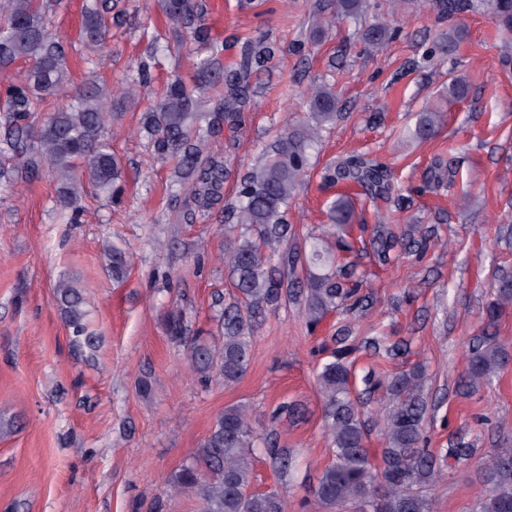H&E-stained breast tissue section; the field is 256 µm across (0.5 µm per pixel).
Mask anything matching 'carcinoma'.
Returning <instances> with one entry per match:
<instances>
[{"label": "carcinoma", "mask_w": 512, "mask_h": 512, "mask_svg": "<svg viewBox=\"0 0 512 512\" xmlns=\"http://www.w3.org/2000/svg\"><path fill=\"white\" fill-rule=\"evenodd\" d=\"M368 0H336V14L316 20L313 33H322L335 24L340 14L354 20L366 11ZM413 8L428 7L440 16L483 7L508 35L512 34V0H401ZM163 12L173 23H192L196 0H163ZM110 0H86L80 35L90 49L99 50L110 29ZM209 55L199 62L194 85L181 79L171 81L163 97L145 113L143 129L153 141L159 158L180 157L179 178H190L203 188L201 198L208 204L213 191L224 182V161L204 155L206 138L224 123L241 120L242 74L256 65L263 66L270 50L249 49L241 70H224L223 45L211 41L199 27L194 31ZM395 35L388 23L376 21L361 32L362 42L378 50ZM462 33L450 29L439 36L437 49L452 51ZM67 42L52 31L44 0H0V69L17 61L27 63L25 71L0 90V114L5 122L0 136V156L17 159L12 167L0 166V181L28 179L46 165L57 173V205L71 213V223L79 219L78 203L86 188L116 200L123 190L121 160L114 154L109 135L112 113L107 88L95 80L70 95L66 62ZM205 87L228 88L229 99L219 95L210 112L196 111L197 90ZM62 98V104L47 111L49 101ZM307 118L281 134L263 162L252 167L238 191L233 207L235 223L224 225V250L215 260L224 265L237 294L224 305L220 316L219 339L186 335L182 312L169 315L171 341L186 346L193 370L207 384L228 386L246 374L251 355L252 314L261 306H276L295 300L300 303L306 323L315 328L335 310L364 306L365 298L352 280L353 262L338 264L337 251L329 240L345 228L352 216L351 197L339 194L327 204L330 224L322 236L312 237L308 250L288 248L286 220L288 204L300 187L309 167L310 151L318 142L323 127L336 121L338 99L324 82L308 88ZM442 124L441 110L422 109L414 128L415 140L431 138ZM329 183H353L372 197L389 204V174L385 166L362 156H352L326 169ZM379 258L390 261V252L399 246L420 247L422 240L401 236L385 224L374 227ZM112 276H123L127 266L124 252L109 250ZM301 264V280L275 277L281 266ZM56 304L72 340L85 348H96L99 337L88 330L81 290L69 276H62L54 287ZM512 310V273L503 272L487 309L489 325ZM334 348L317 377L323 404L324 432L332 447V459L323 468L313 490L315 501L333 512H432L430 491L445 475L452 459L457 463L475 452L470 447L448 448L439 457L424 448L423 423L431 406L421 395L423 370L415 366L387 378L371 371L363 377L365 400L352 396L349 357L364 349L377 358L393 359L407 350L402 342L386 344L376 338H358L354 327L345 323L333 338ZM512 353L498 337L475 338L468 350V369L460 382L464 395L492 383L508 365ZM379 395L390 403L382 418H367L366 402ZM303 404L280 403L271 421L295 422L303 418ZM379 426L385 440L381 466L371 463L365 439L369 424ZM263 447L279 476L289 475L293 451L279 446L276 430L261 438L253 429L249 409L229 406L219 413L202 448L192 462L181 467L169 481L170 490L195 493L200 512H284L278 491L251 490L253 454ZM482 490L473 512H512V448H498L482 464Z\"/></svg>", "instance_id": "carcinoma-1"}]
</instances>
